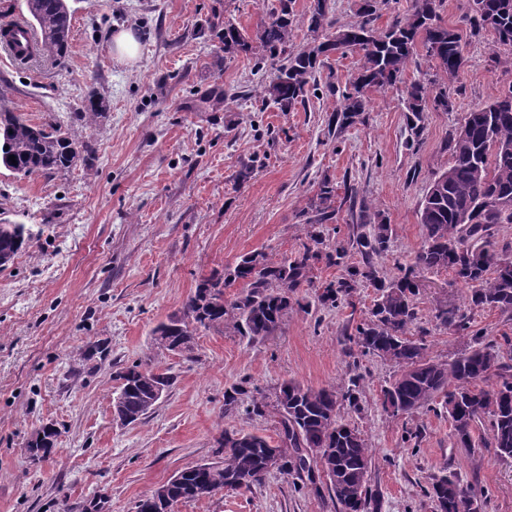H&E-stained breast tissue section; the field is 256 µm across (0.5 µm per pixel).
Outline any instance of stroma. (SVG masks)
Wrapping results in <instances>:
<instances>
[{
  "label": "stroma",
  "mask_w": 512,
  "mask_h": 512,
  "mask_svg": "<svg viewBox=\"0 0 512 512\" xmlns=\"http://www.w3.org/2000/svg\"><path fill=\"white\" fill-rule=\"evenodd\" d=\"M63 57L27 67L0 55V112L35 125L61 123L83 158L51 174L0 168V222L24 224L34 241L0 267V512H136L138 501L175 472L217 461L224 430L275 437L274 411L258 416L252 397L274 401L295 380L337 394L354 390L340 415L373 455L370 512H435L434 479L457 475L483 512H512V459L488 448V426L463 448L440 403L412 414L382 407L393 362L350 343L378 296L358 283L336 305L302 287L275 334L254 342L230 329L200 330L191 353L152 344L154 328L182 311L197 285L226 273L240 256L265 252L277 263L305 236L321 181L336 190V217L321 225L327 243L359 224H387L388 249L374 264L400 276L421 242L420 207L448 166V135L468 112L512 87V47L492 31L465 35L467 63L449 83L448 110L411 123L405 87L440 79L418 54L395 87L371 93L350 126L328 131L356 54L334 55L317 90L288 112L262 104L252 57L228 55L225 21L255 33L265 0H69ZM132 31L139 57L112 52L115 33ZM106 112L88 122L90 95ZM410 337L428 358L449 362L471 336L512 337V313L473 306L449 270L418 276ZM456 307L467 330L443 325ZM148 360L174 385L139 423L114 424L116 374ZM248 392L225 405L238 385ZM47 424L54 451L32 460L28 442ZM177 512H339L306 480L272 473L248 490L178 504Z\"/></svg>",
  "instance_id": "obj_1"
}]
</instances>
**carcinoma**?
<instances>
[{"mask_svg": "<svg viewBox=\"0 0 512 512\" xmlns=\"http://www.w3.org/2000/svg\"><path fill=\"white\" fill-rule=\"evenodd\" d=\"M375 0H364L359 20L334 27L329 0H314L308 18L311 40L288 51L294 32V0H276L267 9L255 37L242 33L235 23L224 22L222 41L228 54L245 53L259 62L282 57L271 80L260 84L259 95L283 112L304 104L311 85L330 55H361L336 103L331 124L344 126L366 111L370 93L382 91L403 80L415 62L417 47L435 62L446 81L454 82L466 64L463 35L441 24L442 0H413L410 11L384 29L375 26ZM29 23L40 32L41 54L63 56L68 48L71 11L67 0H25ZM470 33L495 32L498 42L512 47V0H472V14L465 18ZM405 107L413 116L429 108L448 110L447 88L434 92L420 82L407 88ZM451 162L441 172L442 189L433 202L422 205V241L413 265L404 275L387 283L379 276L374 257L387 249L389 225L379 224L370 233L352 235L349 245L338 243L321 251L324 240L316 226L336 216L335 188L330 181L319 185L313 215L306 222V241L294 256L270 263L263 252L240 257L225 277L203 280L185 303L180 315L159 324L153 331L157 345L180 344L192 350L200 329L230 328L256 341L272 335L291 308L290 294L303 285H314L315 263L326 257L341 259L352 247L362 255L363 267L348 271L349 278L330 282L317 295L322 303H334L354 289L356 277L381 291L371 317L356 326L349 337L364 355L394 363L398 373L382 390L383 406L398 405L410 414L443 397V408L453 434L463 447H474L473 433L482 421L490 424L489 444L501 458H512V365L500 362L493 343L473 337L474 345L452 362L427 358L425 344L408 336L415 320L419 294L417 273L446 269L470 291L475 306L512 311V259L498 249L497 227L512 224V210L495 209L498 194L512 196V89L493 102L469 113L467 121L448 137ZM15 156L10 161L9 156ZM81 157L79 143L57 127L49 129L28 123L11 113H0V167L18 175L52 173L66 169ZM468 223H460V215ZM33 240L24 224L0 223V266L9 263ZM242 284L230 301L224 286ZM444 324L466 329L467 316L455 307L439 309ZM151 363L137 362L117 373L123 404L135 421L144 419V401L155 382ZM497 377L495 386L483 384ZM273 410L279 417V440L272 442L257 433L224 431L219 442L224 457L202 470H184L181 501L212 496L226 490L249 489L269 474L267 461H278L281 475L306 476L316 493L321 487L314 472L324 471L327 489L340 505V512H367L372 502L369 469L372 453L354 427L342 421L336 392L313 389L289 380L281 384ZM310 448H328L326 458L309 455ZM437 512H482L480 497L453 475L432 483Z\"/></svg>", "mask_w": 512, "mask_h": 512, "instance_id": "1", "label": "carcinoma"}]
</instances>
